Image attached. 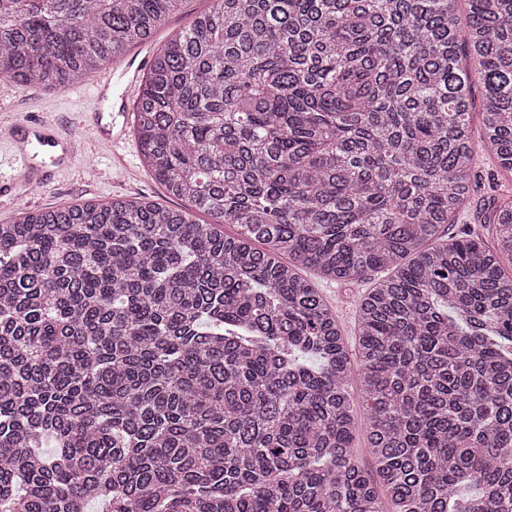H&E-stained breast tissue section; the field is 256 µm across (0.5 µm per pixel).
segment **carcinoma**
<instances>
[{
    "mask_svg": "<svg viewBox=\"0 0 512 512\" xmlns=\"http://www.w3.org/2000/svg\"><path fill=\"white\" fill-rule=\"evenodd\" d=\"M183 2L0 0V87L63 90ZM212 2L133 109L189 207L0 224V512H512V199L497 251L447 235L477 150L512 171V0ZM303 269L391 271L357 367Z\"/></svg>",
    "mask_w": 512,
    "mask_h": 512,
    "instance_id": "carcinoma-1",
    "label": "carcinoma"
}]
</instances>
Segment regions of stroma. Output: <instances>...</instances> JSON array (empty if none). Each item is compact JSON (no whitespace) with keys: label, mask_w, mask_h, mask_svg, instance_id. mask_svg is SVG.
Listing matches in <instances>:
<instances>
[{"label":"stroma","mask_w":512,"mask_h":512,"mask_svg":"<svg viewBox=\"0 0 512 512\" xmlns=\"http://www.w3.org/2000/svg\"><path fill=\"white\" fill-rule=\"evenodd\" d=\"M113 74L111 67L87 74L82 82L61 91L36 86H13L0 96V224L11 223L23 210L51 209L82 201L104 203L120 196H138L170 208L182 201L165 195L162 186L144 167L134 137L112 144L96 131L98 122H111L112 103L96 97V86ZM45 124L62 135L82 140L80 151L56 167L49 152L22 155L21 146L8 135L12 124ZM476 190L469 207L449 225L452 235L480 234L487 246H495V229L483 226L492 198L512 196V173L501 170L494 158L479 154ZM315 288L336 309L348 351L357 347L359 304L372 288V279L330 282L313 277Z\"/></svg>","instance_id":"35a3bbf8"}]
</instances>
